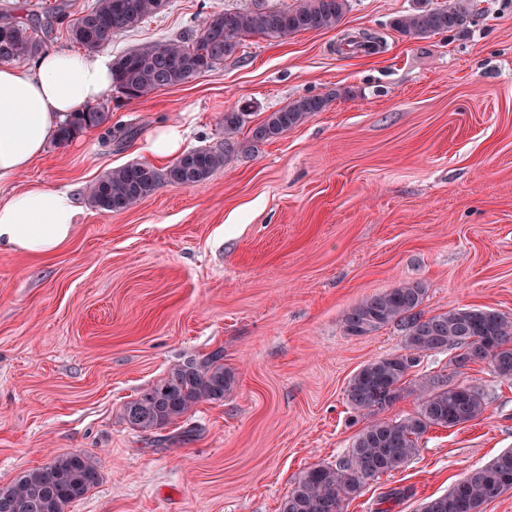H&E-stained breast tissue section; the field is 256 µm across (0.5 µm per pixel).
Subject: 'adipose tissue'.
Here are the masks:
<instances>
[{
	"label": "adipose tissue",
	"instance_id": "obj_1",
	"mask_svg": "<svg viewBox=\"0 0 512 512\" xmlns=\"http://www.w3.org/2000/svg\"><path fill=\"white\" fill-rule=\"evenodd\" d=\"M112 86V57L46 52L31 68L0 66V179L27 171L70 113ZM83 210L71 191L30 185L0 198V248L50 256L74 235Z\"/></svg>",
	"mask_w": 512,
	"mask_h": 512
}]
</instances>
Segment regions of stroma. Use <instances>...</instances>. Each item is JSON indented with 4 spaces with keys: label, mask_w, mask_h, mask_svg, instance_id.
I'll list each match as a JSON object with an SVG mask.
<instances>
[{
    "label": "stroma",
    "mask_w": 512,
    "mask_h": 512,
    "mask_svg": "<svg viewBox=\"0 0 512 512\" xmlns=\"http://www.w3.org/2000/svg\"><path fill=\"white\" fill-rule=\"evenodd\" d=\"M93 0H0L46 49L78 51L67 22ZM461 32L408 38L392 22L416 0H349L332 30L247 37L238 57L138 100L111 90V133L49 143L0 196L30 184L73 191L83 214L51 257L0 249V486L61 453L92 457L99 483L66 512H279L309 467L343 458L371 419L418 411L426 354L399 398L370 416L346 401L364 364L404 351L394 326L349 335L347 309L422 282L424 311L512 317V0H476ZM254 0H168L113 37L119 56L196 33L208 12ZM377 34L378 50L353 46ZM330 97L279 138L195 186L161 185L135 207H94L88 187L150 162L157 126L185 149H222L224 114ZM235 383L185 423L146 434L124 407L169 370L216 349ZM455 380L485 392L477 419L432 428L418 453L366 482L344 512H418L472 467L512 448V382L487 363ZM192 440H182L184 427Z\"/></svg>",
    "instance_id": "stroma-1"
}]
</instances>
